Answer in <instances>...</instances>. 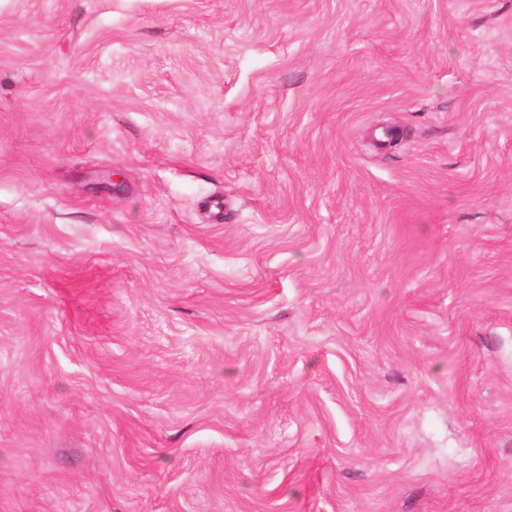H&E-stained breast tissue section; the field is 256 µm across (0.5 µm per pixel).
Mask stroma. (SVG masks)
Returning a JSON list of instances; mask_svg holds the SVG:
<instances>
[{"label": "stroma", "mask_w": 512, "mask_h": 512, "mask_svg": "<svg viewBox=\"0 0 512 512\" xmlns=\"http://www.w3.org/2000/svg\"><path fill=\"white\" fill-rule=\"evenodd\" d=\"M0 512H512V0H0Z\"/></svg>", "instance_id": "stroma-1"}]
</instances>
